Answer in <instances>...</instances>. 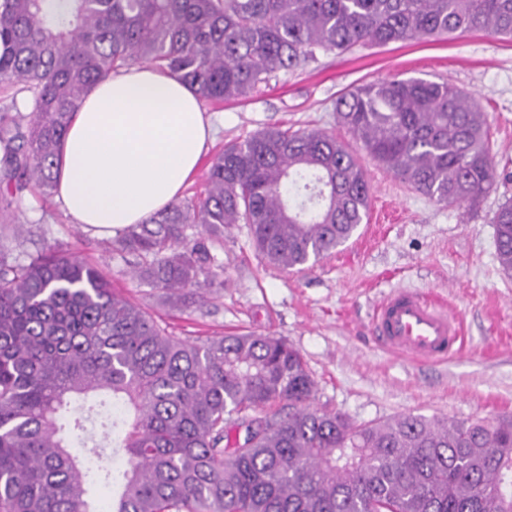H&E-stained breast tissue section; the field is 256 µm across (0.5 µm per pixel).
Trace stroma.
Masks as SVG:
<instances>
[{"mask_svg":"<svg viewBox=\"0 0 512 512\" xmlns=\"http://www.w3.org/2000/svg\"><path fill=\"white\" fill-rule=\"evenodd\" d=\"M395 76L452 84L486 112L498 177L478 208L444 206L410 189L338 125L335 104L342 92ZM204 109L223 122L183 196L203 192V171L227 142L270 126L319 129L357 154L370 186L367 220L345 244L301 271L267 264L246 225H231L212 248L224 266L221 287L205 305L187 307L132 277L111 237L72 224L57 197H44L34 184L12 212L26 229L20 255L46 243L70 249L98 265L175 336L283 338L307 365L315 406L358 424L407 414L431 420L512 416V275L498 262L492 224L499 204L512 198V40L456 33L320 52L248 99ZM397 288L433 293L456 307L466 332L463 350L434 363L392 353L374 329L372 310Z\"/></svg>","mask_w":512,"mask_h":512,"instance_id":"stroma-1","label":"stroma"}]
</instances>
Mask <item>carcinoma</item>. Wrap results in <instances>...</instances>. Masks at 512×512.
I'll list each match as a JSON object with an SVG mask.
<instances>
[{"label":"carcinoma","instance_id":"carcinoma-1","mask_svg":"<svg viewBox=\"0 0 512 512\" xmlns=\"http://www.w3.org/2000/svg\"><path fill=\"white\" fill-rule=\"evenodd\" d=\"M512 37V0H0V81L31 94L0 112V216L31 183L57 192L72 113L110 73L143 62L211 104L282 71L372 43ZM338 124L386 171L443 205L479 206L496 163L487 116L423 78L362 84ZM370 190L320 130L270 127L224 146L204 194L113 237L144 282L206 302L211 245L245 224L262 259L304 269L346 243ZM512 273V201L493 217ZM284 339L172 336L58 244L27 259L0 236V512H512V419L355 424L313 405ZM123 466L104 469L109 447ZM112 489L103 510L94 489Z\"/></svg>","mask_w":512,"mask_h":512}]
</instances>
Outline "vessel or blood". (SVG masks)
<instances>
[{
    "label": "vessel or blood",
    "mask_w": 512,
    "mask_h": 512,
    "mask_svg": "<svg viewBox=\"0 0 512 512\" xmlns=\"http://www.w3.org/2000/svg\"><path fill=\"white\" fill-rule=\"evenodd\" d=\"M374 322L390 351L422 361L455 354L464 334L461 317L447 304L408 288L381 298L374 309Z\"/></svg>",
    "instance_id": "b4317fda"
}]
</instances>
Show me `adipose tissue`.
I'll return each instance as SVG.
<instances>
[{
	"label": "adipose tissue",
	"instance_id": "adipose-tissue-1",
	"mask_svg": "<svg viewBox=\"0 0 512 512\" xmlns=\"http://www.w3.org/2000/svg\"><path fill=\"white\" fill-rule=\"evenodd\" d=\"M215 131L177 76L154 67L110 74L82 101L61 143L63 211L104 236L144 222L180 198Z\"/></svg>",
	"mask_w": 512,
	"mask_h": 512
}]
</instances>
